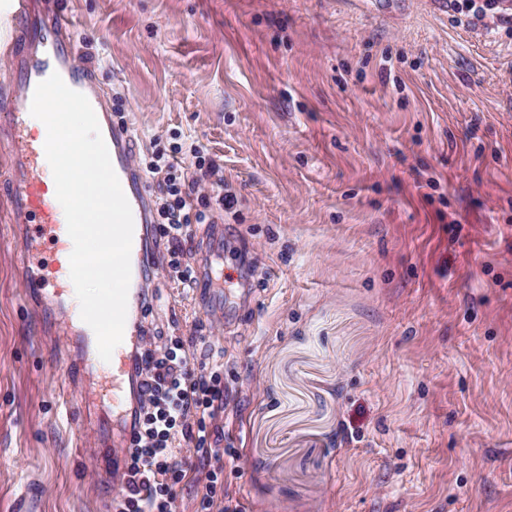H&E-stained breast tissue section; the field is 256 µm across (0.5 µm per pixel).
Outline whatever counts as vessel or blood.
<instances>
[{"label": "vessel or blood", "mask_w": 512, "mask_h": 512, "mask_svg": "<svg viewBox=\"0 0 512 512\" xmlns=\"http://www.w3.org/2000/svg\"><path fill=\"white\" fill-rule=\"evenodd\" d=\"M11 2L15 26L8 57L14 78L0 92V112L6 113L8 118L11 221L22 227L24 251L50 244L49 258L27 267V277L39 289L44 308L54 312L67 334L75 340L80 349L81 367L91 370L101 362L96 336L82 321L80 307L75 302L69 264L73 243L67 233L63 208L56 198L54 178L48 169L44 150L47 130L30 112L38 83L51 74H59L69 88L84 94L93 107L113 169L132 210L131 266L137 270L151 260L146 238L153 210L143 178L132 164L129 129L115 122L91 66L78 61L70 30L61 15L41 11L35 0ZM140 301V293H129L123 340L111 357L112 386L95 393L98 404L115 403L117 423L128 427L134 423L135 410L144 391L143 378L134 361V350L140 346L142 337L134 316Z\"/></svg>", "instance_id": "obj_1"}]
</instances>
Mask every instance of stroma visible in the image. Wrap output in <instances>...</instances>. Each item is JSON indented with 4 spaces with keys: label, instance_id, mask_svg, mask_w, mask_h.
I'll return each mask as SVG.
<instances>
[{
    "label": "stroma",
    "instance_id": "obj_1",
    "mask_svg": "<svg viewBox=\"0 0 512 512\" xmlns=\"http://www.w3.org/2000/svg\"><path fill=\"white\" fill-rule=\"evenodd\" d=\"M141 160L202 147L196 285L144 331L229 391L172 512H512V0H46ZM0 190V512H111L73 349ZM93 447V446H92ZM234 448L237 458L225 456Z\"/></svg>",
    "mask_w": 512,
    "mask_h": 512
}]
</instances>
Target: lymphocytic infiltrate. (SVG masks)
Returning a JSON list of instances; mask_svg holds the SVG:
<instances>
[{
  "label": "lymphocytic infiltrate",
  "mask_w": 512,
  "mask_h": 512,
  "mask_svg": "<svg viewBox=\"0 0 512 512\" xmlns=\"http://www.w3.org/2000/svg\"><path fill=\"white\" fill-rule=\"evenodd\" d=\"M180 147L170 155L156 154L145 171L158 187L157 212L169 243V266L178 285L190 288L194 270L187 259L188 223H209L204 211L194 210L202 179L218 176L215 160L198 162L196 175L179 163ZM188 342L180 336L167 337L161 349L137 354L144 376V395L127 450L123 492L113 504L114 512H171L173 489L187 475L190 465L179 459L172 444L183 439L195 448L201 465L207 466L206 418L222 413L227 392L216 374L195 371L188 360ZM203 499L213 502L218 477L209 470Z\"/></svg>",
  "instance_id": "1"
}]
</instances>
